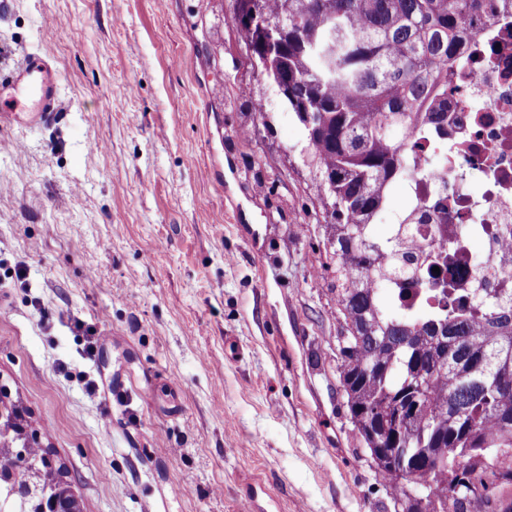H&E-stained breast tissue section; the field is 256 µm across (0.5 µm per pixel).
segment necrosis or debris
Listing matches in <instances>:
<instances>
[{
  "instance_id": "1",
  "label": "necrosis or debris",
  "mask_w": 512,
  "mask_h": 512,
  "mask_svg": "<svg viewBox=\"0 0 512 512\" xmlns=\"http://www.w3.org/2000/svg\"><path fill=\"white\" fill-rule=\"evenodd\" d=\"M488 42L499 46L492 62L481 55ZM425 150L437 157L432 173L390 186L429 208L406 237L416 265H426L430 245L448 240L458 245L447 274L457 295L512 288V21H474L448 87V132ZM474 170L483 176L476 188L468 180ZM475 240L484 244L479 259L470 249Z\"/></svg>"
}]
</instances>
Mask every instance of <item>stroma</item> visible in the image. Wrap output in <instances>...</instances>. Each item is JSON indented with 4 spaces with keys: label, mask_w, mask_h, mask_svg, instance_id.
Returning a JSON list of instances; mask_svg holds the SVG:
<instances>
[{
    "label": "stroma",
    "mask_w": 512,
    "mask_h": 512,
    "mask_svg": "<svg viewBox=\"0 0 512 512\" xmlns=\"http://www.w3.org/2000/svg\"><path fill=\"white\" fill-rule=\"evenodd\" d=\"M237 0H0V385L84 512H394L352 430L303 133ZM269 124H262L260 112ZM13 104L2 113L15 121L26 117L32 125L44 124L56 116L59 106V73L45 56L29 53L9 73L0 78V103Z\"/></svg>",
    "instance_id": "1"
}]
</instances>
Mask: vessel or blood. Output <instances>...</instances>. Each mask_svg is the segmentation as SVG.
I'll return each instance as SVG.
<instances>
[{
  "label": "vessel or blood",
  "instance_id": "vessel-or-blood-1",
  "mask_svg": "<svg viewBox=\"0 0 512 512\" xmlns=\"http://www.w3.org/2000/svg\"><path fill=\"white\" fill-rule=\"evenodd\" d=\"M10 103L13 120L44 124L54 119L59 106V73L56 65L38 53L27 54L0 78V103Z\"/></svg>",
  "mask_w": 512,
  "mask_h": 512
}]
</instances>
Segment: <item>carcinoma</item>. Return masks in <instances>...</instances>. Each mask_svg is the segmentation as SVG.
<instances>
[{
  "mask_svg": "<svg viewBox=\"0 0 512 512\" xmlns=\"http://www.w3.org/2000/svg\"><path fill=\"white\" fill-rule=\"evenodd\" d=\"M512 14V0H239L230 23L303 131L302 154L323 187L325 268L344 321L339 374L366 448L399 450L377 465L411 466L424 495L395 487L401 512H512V297L484 288L472 301L422 277L399 252L402 230L375 234L393 181L431 168L428 128L448 112V63L475 15ZM450 242L432 247L447 266ZM416 277L437 305L407 308L390 284ZM25 416L4 411L0 457ZM70 486L49 449L0 466V512H39L45 490Z\"/></svg>",
  "mask_w": 512,
  "mask_h": 512,
  "instance_id": "obj_1",
  "label": "carcinoma"
}]
</instances>
